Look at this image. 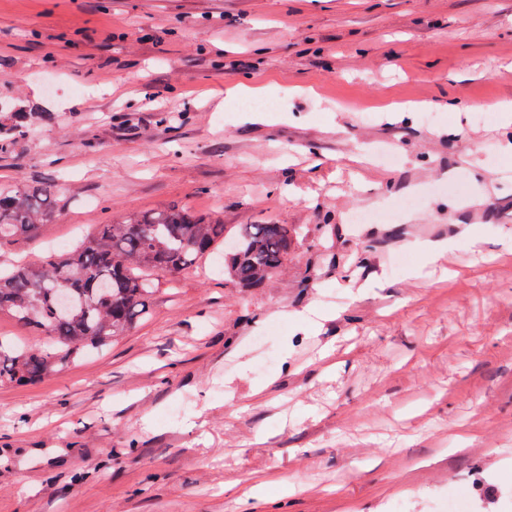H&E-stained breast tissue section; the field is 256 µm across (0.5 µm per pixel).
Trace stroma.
Segmentation results:
<instances>
[{"label":"stroma","mask_w":512,"mask_h":512,"mask_svg":"<svg viewBox=\"0 0 512 512\" xmlns=\"http://www.w3.org/2000/svg\"><path fill=\"white\" fill-rule=\"evenodd\" d=\"M18 96L35 117L0 183L61 209L1 264L169 204L302 234L257 288L220 251L157 275L124 336L0 386V512H435L479 479L512 498V152L471 112L512 102V0H0ZM441 239L462 246L424 264ZM419 203L415 196L405 197L398 201L393 209L380 210H356L351 215V222L354 224H369L377 220H395L400 212L412 208Z\"/></svg>","instance_id":"1"}]
</instances>
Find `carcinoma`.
Masks as SVG:
<instances>
[{"instance_id": "carcinoma-1", "label": "carcinoma", "mask_w": 512, "mask_h": 512, "mask_svg": "<svg viewBox=\"0 0 512 512\" xmlns=\"http://www.w3.org/2000/svg\"><path fill=\"white\" fill-rule=\"evenodd\" d=\"M29 114L13 104L0 121V153L9 152ZM52 186L0 185V248L33 237L53 216ZM299 231L288 224H245L224 264V275L243 288L259 286L283 266ZM224 242V224L186 206L134 212L98 230L71 250L45 254L40 263L0 267V313L48 339L18 344L0 337V386L37 383L88 347H104L147 316L158 273L179 274ZM72 305L56 306V289Z\"/></svg>"}]
</instances>
